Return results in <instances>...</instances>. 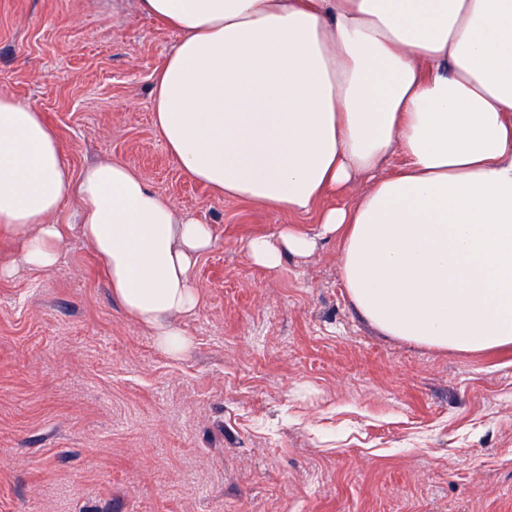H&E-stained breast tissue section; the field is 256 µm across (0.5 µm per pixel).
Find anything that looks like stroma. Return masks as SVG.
<instances>
[{"mask_svg":"<svg viewBox=\"0 0 512 512\" xmlns=\"http://www.w3.org/2000/svg\"><path fill=\"white\" fill-rule=\"evenodd\" d=\"M179 39L135 0H0V91L44 113L73 171L125 162L214 231L179 359L79 237L0 281V512H512V348L380 335L332 240L256 266L248 240L316 217L216 198L172 162L151 88Z\"/></svg>","mask_w":512,"mask_h":512,"instance_id":"stroma-1","label":"stroma"}]
</instances>
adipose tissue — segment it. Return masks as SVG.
I'll list each match as a JSON object with an SVG mask.
<instances>
[{
	"mask_svg": "<svg viewBox=\"0 0 512 512\" xmlns=\"http://www.w3.org/2000/svg\"><path fill=\"white\" fill-rule=\"evenodd\" d=\"M137 7L180 35L152 86L174 164L217 198L317 215L315 232L252 238L256 264L277 270L329 237L351 308L380 334L459 353L512 345V0ZM359 175L370 186L348 201ZM75 234L122 311L183 357L211 226L124 162L73 172L42 113L0 91V239L18 251L0 280L55 268Z\"/></svg>",
	"mask_w": 512,
	"mask_h": 512,
	"instance_id": "adipose-tissue-1",
	"label": "adipose tissue"
}]
</instances>
